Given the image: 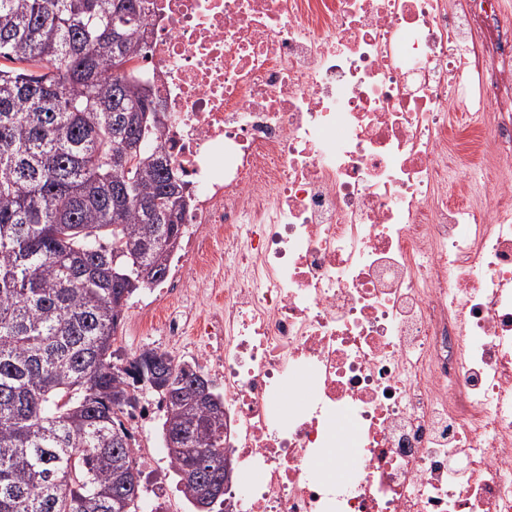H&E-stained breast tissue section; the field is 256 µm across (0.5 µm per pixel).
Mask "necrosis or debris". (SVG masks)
<instances>
[{
	"instance_id": "4bbe7bcc",
	"label": "necrosis or debris",
	"mask_w": 512,
	"mask_h": 512,
	"mask_svg": "<svg viewBox=\"0 0 512 512\" xmlns=\"http://www.w3.org/2000/svg\"><path fill=\"white\" fill-rule=\"evenodd\" d=\"M152 3L190 205L139 324L207 341L226 512H512L504 0Z\"/></svg>"
}]
</instances>
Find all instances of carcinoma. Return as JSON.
Instances as JSON below:
<instances>
[{
  "mask_svg": "<svg viewBox=\"0 0 512 512\" xmlns=\"http://www.w3.org/2000/svg\"><path fill=\"white\" fill-rule=\"evenodd\" d=\"M149 0H0V512H144L122 421L148 387L181 492L224 476V398L194 362L113 349L137 263L168 275L182 185L120 68Z\"/></svg>",
  "mask_w": 512,
  "mask_h": 512,
  "instance_id": "cac0c4a2",
  "label": "carcinoma"
}]
</instances>
